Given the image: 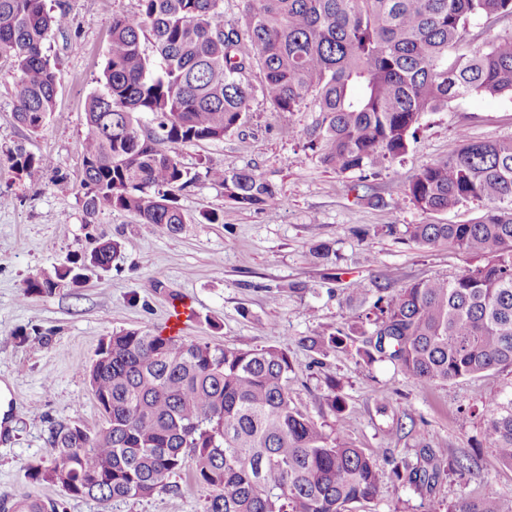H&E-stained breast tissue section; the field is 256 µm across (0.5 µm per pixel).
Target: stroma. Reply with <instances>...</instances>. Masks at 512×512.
Listing matches in <instances>:
<instances>
[{
	"mask_svg": "<svg viewBox=\"0 0 512 512\" xmlns=\"http://www.w3.org/2000/svg\"><path fill=\"white\" fill-rule=\"evenodd\" d=\"M69 24L52 30L43 49L58 68L56 113L39 131L14 118L17 74L0 60V382L10 394L11 428L0 436V502L20 495L64 500L66 512H205L208 487L191 470L146 498L101 503L64 496L59 487L30 481L28 465L49 459L50 429H88L102 422L83 373L100 342L129 329L167 330L176 303H190L178 334L189 342L259 349L287 344L294 365L288 386L318 422L329 419L327 380L346 402L348 439L388 457L422 465L433 455L443 473L434 486H415L386 473L376 501L362 512H448L487 488L512 493V470L499 464L484 438L491 396L512 390V368L467 380L421 387L390 361L359 355L372 337L363 323L380 292L434 277L454 278L471 255L409 241V224H467L484 207L469 201L425 214L403 200V181L422 165L446 157L459 134L474 141L512 139V97L474 95L432 112L408 153L375 175L339 173L306 148L298 131L319 118L312 109L277 112L255 98L246 122L219 141L173 147L189 168H250L283 196V205L242 209L203 178L178 195L188 218L179 230L142 224L130 213L83 211V141L87 103L103 92L112 17L131 14L138 0H46ZM50 161L29 180L13 164L16 148ZM206 211L221 221H202ZM120 252L109 269L51 294L25 295L30 277L53 272L99 238ZM350 333L352 351H317L303 337ZM478 459L474 473L448 472L454 457Z\"/></svg>",
	"mask_w": 512,
	"mask_h": 512,
	"instance_id": "35a3bbf8",
	"label": "stroma"
}]
</instances>
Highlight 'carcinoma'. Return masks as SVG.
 Segmentation results:
<instances>
[{
	"instance_id": "obj_1",
	"label": "carcinoma",
	"mask_w": 512,
	"mask_h": 512,
	"mask_svg": "<svg viewBox=\"0 0 512 512\" xmlns=\"http://www.w3.org/2000/svg\"><path fill=\"white\" fill-rule=\"evenodd\" d=\"M243 27L224 24V0H139L112 17L104 91L87 105L84 210L128 212L141 224L186 223L177 193L206 177L240 208L275 206L273 185L251 169L186 167L160 145L218 141L241 127L260 93L277 112L311 103L321 120L302 132L339 173L381 167L407 153L424 117L473 94L512 95V30L480 46L471 20H512V0H242ZM68 25L45 0H0V59L18 74L15 119L29 130L56 111L60 73L43 53L52 29ZM263 74L259 88L248 75ZM155 127L143 129L138 115ZM422 166L404 198L423 213L469 201L485 211L468 224H408L420 246L446 244L476 259L452 280L426 279L376 301L375 340L363 351L388 358L427 386L512 366V140L475 142ZM46 158L16 151L31 178ZM118 244L104 239L87 263L72 261L27 281L50 294L90 265L105 270ZM349 335L306 336L319 351L347 349ZM294 366L285 345L228 348L124 330L103 340L85 367L103 415L100 427L60 424L50 458L26 477L70 496L108 502L147 497L192 464L210 489L206 512H354L376 500L382 471L344 434L345 401L327 385V425L293 401ZM485 436L512 469V396L491 398ZM477 466L456 457L448 470ZM416 485L439 481L440 466L392 462ZM65 512L62 500L26 496L0 512ZM454 512H512L495 488Z\"/></svg>"
}]
</instances>
